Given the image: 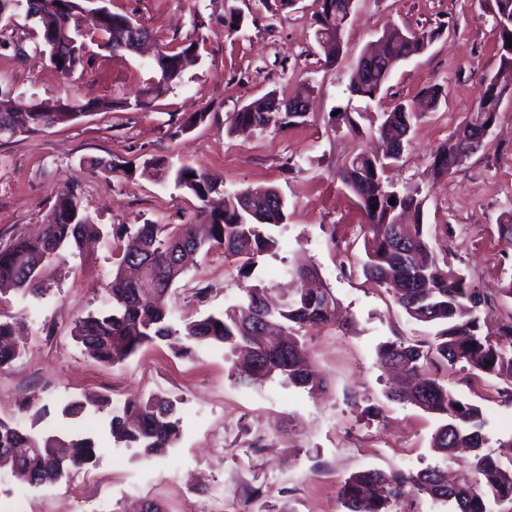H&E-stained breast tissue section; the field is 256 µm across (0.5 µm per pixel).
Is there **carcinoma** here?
<instances>
[{"label": "carcinoma", "mask_w": 512, "mask_h": 512, "mask_svg": "<svg viewBox=\"0 0 512 512\" xmlns=\"http://www.w3.org/2000/svg\"><path fill=\"white\" fill-rule=\"evenodd\" d=\"M27 2L30 7L26 16L37 25L42 51H52L48 33L71 43L62 61H52L64 75L82 65L88 29L107 38L106 45L114 50H125L132 34L149 37L131 17L112 12L110 0ZM346 2L319 0L316 39L327 64L335 63L342 50L343 14L338 9L346 8ZM493 20L501 68L512 71V48L508 47L512 41V0H494ZM434 35L433 31L414 32L399 27L385 32L372 51L377 62L371 71V82L350 85V94L374 99L392 72L424 52ZM193 50L192 44L159 50L152 63L160 78L141 97L133 101L94 100L85 107L105 112L145 107L147 97H158L181 80V71L173 61ZM496 80L495 76L482 78L483 93L477 110L433 154L436 175L448 176L462 166L474 155L469 146L479 128L496 122L501 96ZM443 95L442 88L429 87L422 91L418 103L401 101L378 118L368 112L343 110L333 120L349 132L374 139V148L354 155L338 172L365 216L363 274L385 289L409 318L434 328L428 342L392 341L379 345L380 366L400 369L411 378L406 386L390 389L387 398L413 405L442 421L432 441L444 456L455 458L459 448L470 449V455L458 462L459 475L451 484L436 468L415 474L401 469L389 473L355 472L338 489V498L348 512H419L417 505L423 498L448 502L455 512H493L491 506L505 503L509 508L504 512H512V461L505 465L483 450L486 419L481 408L455 395L438 378L439 373L460 365L512 379V316L493 332L484 330L481 317V308L496 294L512 297V281L504 288L485 290L461 271L440 262L439 250H447V245L433 238L423 222L424 200L419 187L394 191L388 180L414 123L422 111L437 108ZM276 99L284 101L286 97L272 92L242 106L227 119L226 132L284 131L305 123L306 112L272 110ZM78 107V101L68 100L48 109L40 102L20 103L1 94L0 139L87 116L76 111ZM362 120L368 125H361ZM145 166L163 176L174 175L176 186L200 202L201 224L138 225L134 232L136 247L124 250L118 258L105 304L76 321L74 341L105 365L121 363L158 340L173 341L180 356L192 354L197 345L221 344L232 353L239 351L250 357V363L235 373V381L242 386L257 387L280 379L310 394L321 391L324 380L311 369L300 333L307 326L336 323V300L328 288L309 286L318 279L313 267L296 265L287 269L292 288L280 299L273 297V289L261 282L247 290L243 301L228 306L222 314L186 319L179 327L161 303L184 273L181 255L187 246L205 253L221 249L225 257L239 264L241 276H250L256 258L277 246V240L264 233V228L287 222L284 198L273 187L247 186L225 193L223 209L209 210V196L224 186L221 179L188 165L172 172L161 158L149 160ZM100 233L101 225L84 208L77 193L68 190L58 194L38 234L0 246V291L6 286L22 296L41 297L43 270ZM135 265L141 268L138 279L128 275V268ZM18 335L20 330L15 323L0 320V369L18 358ZM91 405L93 402L80 399L67 401L61 414L71 427L65 431L51 428L36 433L0 419V459H10L18 484L41 487L97 463L96 443L81 433L80 425L91 414ZM181 424L177 401L151 394L131 398L113 411L108 432L113 443L137 448L141 456L153 459L166 455L175 446Z\"/></svg>", "instance_id": "obj_1"}]
</instances>
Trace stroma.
I'll return each instance as SVG.
<instances>
[{"instance_id":"35a3bbf8","label":"stroma","mask_w":512,"mask_h":512,"mask_svg":"<svg viewBox=\"0 0 512 512\" xmlns=\"http://www.w3.org/2000/svg\"><path fill=\"white\" fill-rule=\"evenodd\" d=\"M279 0H112V11L147 28L154 45H195L196 63L180 82L142 109L92 112L0 140V243L35 232L58 193L75 189L105 235L69 255L41 298L0 299V318L27 335L19 358L0 371V418L44 431L65 426L61 403L106 398L89 424L98 462L56 484L28 488L0 473V512H131L154 500L166 512H346L337 489L352 473L376 469L413 472L443 466L431 447L438 419L388 400L390 380L377 362L379 344L430 338L431 326L411 320L388 293L367 280L364 217L337 177L361 143L331 116L349 108L386 112L423 89L446 93L435 111L415 123L396 170L395 186L418 184L424 222L448 227L449 265L483 288L512 280V245L498 227L512 218V104L502 103L484 151L453 174L433 179L435 149L480 102L481 75L500 69L493 0H357L333 66L316 42L317 0L290 9ZM239 10V31L227 24ZM435 31L427 50L399 65L375 101L350 96L356 59L388 24ZM0 91L21 99L80 102L135 98L157 82L150 56L115 51L102 37L87 40L86 62L61 74L37 48V29L24 11L0 18ZM23 45L16 56L14 45ZM275 91L310 99L306 124L285 132L229 134L227 116ZM162 158L223 179L225 190L272 186L288 205L286 226L274 229V251L259 259L256 276L283 280L298 260L313 264L336 298L339 326L307 328L301 341L326 387L318 395L275 380L244 388L229 375L231 356L221 346H200L189 357L165 342L145 347L124 363L106 366L72 339L78 317L99 309L122 246L112 226L183 224L198 202L172 180L147 172ZM109 162L116 170L104 174ZM222 251L198 255L173 286L167 306L173 322L223 313L248 288ZM448 387L481 406L487 419L486 452L500 454L512 440V404L500 379L468 370L449 374ZM177 399L181 436L165 457L146 460L137 449L114 445L103 429L111 410L132 396Z\"/></svg>"}]
</instances>
